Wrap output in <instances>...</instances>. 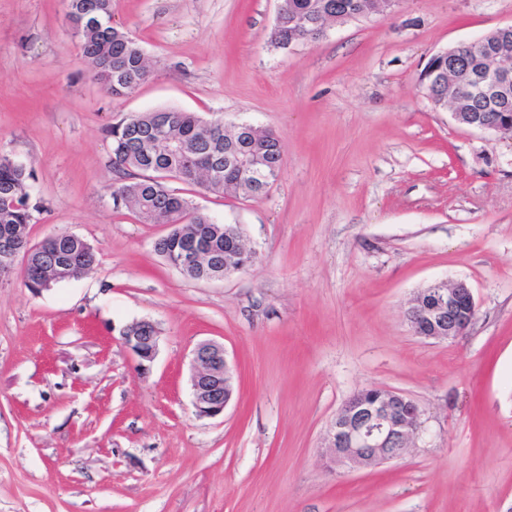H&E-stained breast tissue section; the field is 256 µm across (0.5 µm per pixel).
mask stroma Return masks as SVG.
I'll return each mask as SVG.
<instances>
[{
    "label": "stroma",
    "instance_id": "stroma-1",
    "mask_svg": "<svg viewBox=\"0 0 512 512\" xmlns=\"http://www.w3.org/2000/svg\"><path fill=\"white\" fill-rule=\"evenodd\" d=\"M278 0H112L150 79L93 81L63 0H0V154L32 171V243L84 238L98 263L32 293L0 280V512H512V134L459 126L420 74L436 53L512 24V0H397L287 49ZM195 112L274 130L279 180L259 199L167 180L257 259L185 278L154 250L166 224L114 205L105 129ZM464 280L463 336L424 340L405 312ZM150 319L141 373L121 329ZM223 343L236 389L192 405V352ZM383 387L421 426L399 459L326 466L346 400Z\"/></svg>",
    "mask_w": 512,
    "mask_h": 512
}]
</instances>
